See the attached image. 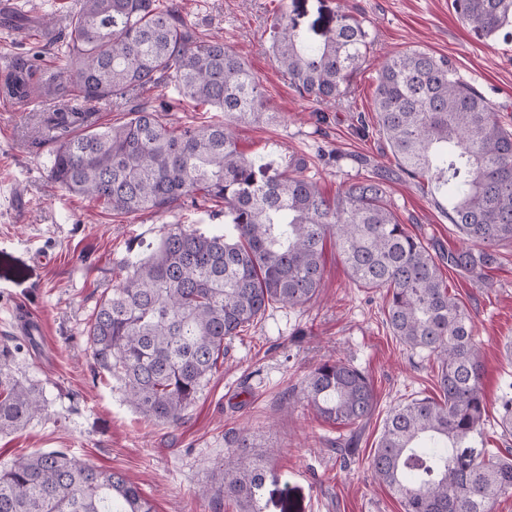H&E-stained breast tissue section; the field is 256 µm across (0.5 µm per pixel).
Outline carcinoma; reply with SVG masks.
Wrapping results in <instances>:
<instances>
[{"instance_id":"obj_1","label":"carcinoma","mask_w":512,"mask_h":512,"mask_svg":"<svg viewBox=\"0 0 512 512\" xmlns=\"http://www.w3.org/2000/svg\"><path fill=\"white\" fill-rule=\"evenodd\" d=\"M461 21L486 36L512 26V0H454ZM65 81L37 77L28 59L7 85L14 96L59 102L39 137L55 149L49 180L114 215L163 213L179 201L224 204V229L206 235L173 224L146 259L127 261L119 285L98 303L87 338L94 369L114 377L130 403L163 425L178 423L216 373L226 342L272 306L310 302L323 282L324 242L332 238L352 281L386 289L393 336L439 363L441 400L413 398L389 410L370 457L379 483L403 512H491L512 494V448L485 445L488 406L473 317L445 286L430 248L399 223L386 187L369 176L334 199L317 184L269 173L236 128L270 122L245 61L224 40L184 24L178 0H83L70 22ZM270 39L274 60L305 98L342 97L371 44L348 12L320 41L281 11ZM172 85L224 120L180 126L165 104L131 105V118L99 124L93 107L137 89ZM374 112L402 171L418 182L452 187L448 219L477 248L448 253L461 271L497 263L512 240V131L490 102L457 77L445 57L410 51L388 58ZM22 346L0 342V433L46 413L36 381L21 377ZM303 399L328 422L356 424L375 409L368 375L341 359L318 365ZM497 426L512 435V384L497 399ZM237 437L217 483L200 495L217 505L235 498L241 512H262L267 465ZM0 512H154L121 472L102 470L62 450L41 451L0 470Z\"/></svg>"}]
</instances>
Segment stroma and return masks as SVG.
I'll return each instance as SVG.
<instances>
[{
	"instance_id": "obj_1",
	"label": "stroma",
	"mask_w": 512,
	"mask_h": 512,
	"mask_svg": "<svg viewBox=\"0 0 512 512\" xmlns=\"http://www.w3.org/2000/svg\"><path fill=\"white\" fill-rule=\"evenodd\" d=\"M82 4L0 0V82L34 53L40 69L61 70L57 48L69 38L65 18ZM344 8L368 26L372 44L347 95L315 104L277 68L270 25L284 9L318 40ZM182 16L196 32L223 38L276 112L274 121L239 130L257 160L282 171L304 160L303 176L329 197L361 178L388 174L386 199L399 223L437 255L465 248L446 215L450 189L398 173L376 124L379 73L386 57L397 53L446 57L512 129V40L474 33L453 0H187ZM138 98L169 101L180 124L223 118L179 100L170 87L144 89ZM48 106L44 98L35 107L0 105V341L23 336L24 319L41 323L37 346L20 360L18 372L38 381L49 401L41 420L0 434V468L40 451L64 450L125 474L156 512H213L197 491L223 469L234 437L245 432L260 450L277 451L262 490L263 512H281L286 502L292 512H403L374 478L369 458L390 408L415 397L439 398L438 364L393 336L384 290L353 284L334 243L325 246L317 298L303 307L270 309L228 342L223 364L178 425L143 416L117 380L94 373L86 326L102 296L119 283L123 262L148 257L169 225L214 229L218 207L185 201L162 214L123 218L55 188L46 172L52 146L34 142ZM497 253V264L475 276L442 270L449 293L474 317L492 410L503 382L512 380V357L505 351L512 340V240L501 242ZM338 357L365 371L373 385L377 406L362 423H328L297 402L306 376Z\"/></svg>"
}]
</instances>
